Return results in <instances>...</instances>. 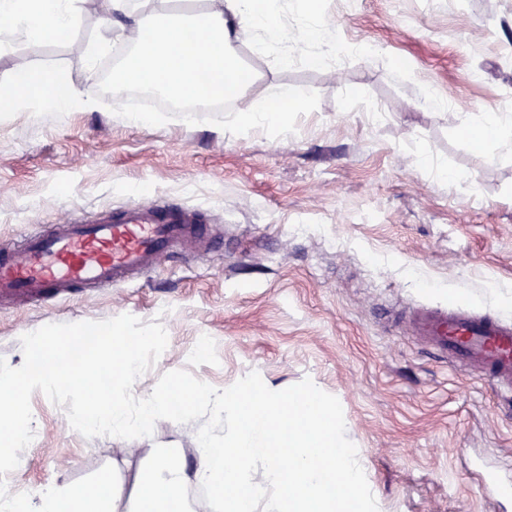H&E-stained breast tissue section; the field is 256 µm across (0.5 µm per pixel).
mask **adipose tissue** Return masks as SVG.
I'll use <instances>...</instances> for the list:
<instances>
[{
    "label": "adipose tissue",
    "instance_id": "1",
    "mask_svg": "<svg viewBox=\"0 0 512 512\" xmlns=\"http://www.w3.org/2000/svg\"><path fill=\"white\" fill-rule=\"evenodd\" d=\"M149 0H95L101 33L85 49L87 66L109 54L115 41L132 45L131 65L112 74V88L151 84L162 92L206 102L226 98L236 104L245 124L273 120L270 108L245 92L247 75L237 66L234 46L250 36L259 51L287 55L299 43L317 47L321 55L335 54L328 29L310 23L300 29L277 21L275 0H208L205 10L182 17L158 15L146 24ZM84 0H0V40L43 42L59 38L78 22ZM96 103L92 85L77 87L64 74H48L26 60H18L9 84L0 86V108L33 112H82ZM216 412L234 426L220 448L206 449L195 469H187L167 450L145 471L128 500H113L104 510L101 496L89 489L57 482L43 488L35 506L5 499L0 512H194L186 499L189 486L202 485L215 493L219 512H336L335 499L321 488L340 480L357 493L359 467L351 458L338 421L328 418V406L304 394L282 403L264 392L253 403L239 392L213 400ZM291 427L289 440L282 428ZM263 462L260 478L249 470Z\"/></svg>",
    "mask_w": 512,
    "mask_h": 512
}]
</instances>
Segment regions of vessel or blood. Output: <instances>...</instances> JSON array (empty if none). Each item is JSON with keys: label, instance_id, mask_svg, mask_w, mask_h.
I'll return each mask as SVG.
<instances>
[{"label": "vessel or blood", "instance_id": "1", "mask_svg": "<svg viewBox=\"0 0 512 512\" xmlns=\"http://www.w3.org/2000/svg\"><path fill=\"white\" fill-rule=\"evenodd\" d=\"M205 209L163 200L69 218L0 244V298H36L71 288H104L153 270L163 258L197 248ZM414 335L455 367L488 375L512 394V322L455 308L412 314Z\"/></svg>", "mask_w": 512, "mask_h": 512}]
</instances>
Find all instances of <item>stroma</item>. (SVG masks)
<instances>
[{
    "mask_svg": "<svg viewBox=\"0 0 512 512\" xmlns=\"http://www.w3.org/2000/svg\"><path fill=\"white\" fill-rule=\"evenodd\" d=\"M343 59L290 63L242 38L247 94L286 86L298 106L277 124L220 112L130 122L126 93L98 80L84 112L0 111V242L87 214L163 199L205 205L221 242L174 256L124 286L0 304V358L47 324L125 313L163 324L168 346L135 382L144 398L179 369L216 389L249 372L282 390L311 379L340 401L346 436L378 512H512V405L480 374L452 368L404 314L458 304L512 318V147L479 140L480 113L512 109V0H317ZM92 5L65 38L0 52L85 83ZM445 111L426 108L429 95ZM447 169L450 180L435 175ZM33 441L4 479L37 496L55 479L128 498L156 448L200 461L199 421L151 436L87 438L64 408L31 397Z\"/></svg>",
    "mask_w": 512,
    "mask_h": 512,
    "instance_id": "1",
    "label": "stroma"
}]
</instances>
